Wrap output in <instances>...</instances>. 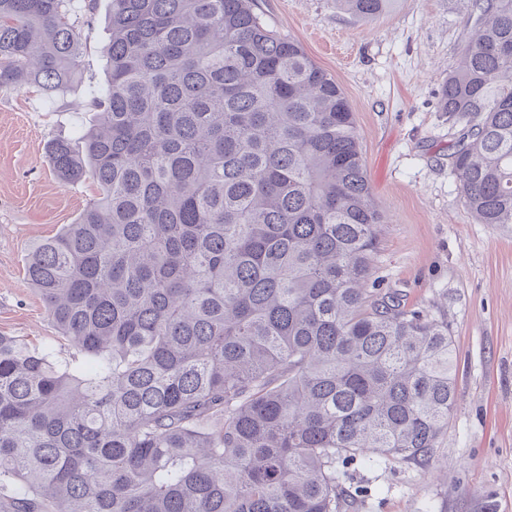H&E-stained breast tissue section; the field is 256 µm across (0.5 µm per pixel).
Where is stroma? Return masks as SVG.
Segmentation results:
<instances>
[{
    "instance_id": "35a3bbf8",
    "label": "stroma",
    "mask_w": 512,
    "mask_h": 512,
    "mask_svg": "<svg viewBox=\"0 0 512 512\" xmlns=\"http://www.w3.org/2000/svg\"><path fill=\"white\" fill-rule=\"evenodd\" d=\"M87 3L72 2L84 52L67 95L0 89V334L53 345L66 361L74 351L26 263L98 194L89 180L63 186L48 154L57 140L80 147L95 121L112 0ZM256 10L337 81L356 116L388 215L378 293L447 322L454 341L458 402L437 448L418 461L349 467L345 512H512V224L477 223L466 208L450 159L462 126L438 109L472 26L471 0H393L372 20L337 0H256Z\"/></svg>"
}]
</instances>
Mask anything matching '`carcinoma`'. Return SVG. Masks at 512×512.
Masks as SVG:
<instances>
[{"label":"carcinoma","mask_w":512,"mask_h":512,"mask_svg":"<svg viewBox=\"0 0 512 512\" xmlns=\"http://www.w3.org/2000/svg\"><path fill=\"white\" fill-rule=\"evenodd\" d=\"M369 20L392 0H341ZM440 111L480 224H512V0H473ZM71 0H0V89L61 96ZM97 123L57 141L98 197L26 266L75 369L0 335L10 512H342L350 465L429 456L448 325L368 284L385 223L354 112L255 0H112Z\"/></svg>","instance_id":"obj_1"}]
</instances>
